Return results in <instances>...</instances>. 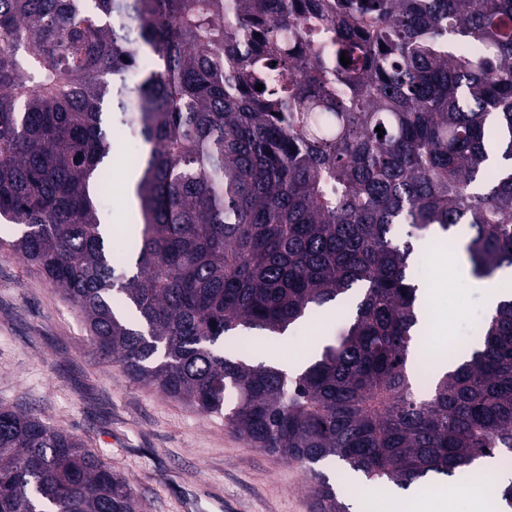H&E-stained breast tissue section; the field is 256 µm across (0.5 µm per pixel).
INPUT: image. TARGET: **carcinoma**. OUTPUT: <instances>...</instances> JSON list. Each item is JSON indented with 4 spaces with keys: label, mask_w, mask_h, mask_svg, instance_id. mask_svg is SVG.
Returning <instances> with one entry per match:
<instances>
[{
    "label": "carcinoma",
    "mask_w": 512,
    "mask_h": 512,
    "mask_svg": "<svg viewBox=\"0 0 512 512\" xmlns=\"http://www.w3.org/2000/svg\"><path fill=\"white\" fill-rule=\"evenodd\" d=\"M117 133L141 146L121 258L100 217ZM1 220L100 352L298 464L325 512H351L356 476L408 490L483 457L512 510V299L423 372L411 275L413 240L461 224L476 278L512 269V0H0ZM342 304L299 367L250 359ZM0 512L141 505L0 407Z\"/></svg>",
    "instance_id": "obj_1"
}]
</instances>
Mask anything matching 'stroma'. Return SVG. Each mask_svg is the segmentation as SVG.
<instances>
[{
	"instance_id": "stroma-1",
	"label": "stroma",
	"mask_w": 512,
	"mask_h": 512,
	"mask_svg": "<svg viewBox=\"0 0 512 512\" xmlns=\"http://www.w3.org/2000/svg\"><path fill=\"white\" fill-rule=\"evenodd\" d=\"M116 173L103 221L127 205L130 164L122 135L112 140ZM415 280L425 301L426 331L437 345L479 343L483 296L452 280L434 295L432 274ZM339 327L334 310L275 343L259 340L258 360L293 368ZM0 407L29 412L76 436L133 486L142 512H324L295 463L250 447L223 418L206 416L154 386L127 376L91 344L83 315L26 262L0 249Z\"/></svg>"
}]
</instances>
